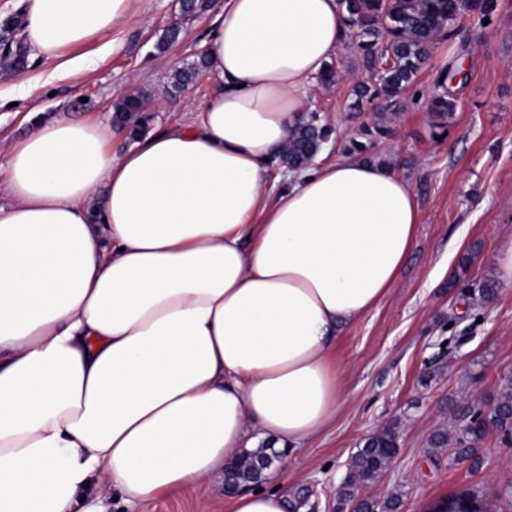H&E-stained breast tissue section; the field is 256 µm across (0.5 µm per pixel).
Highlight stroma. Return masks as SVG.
<instances>
[{"mask_svg": "<svg viewBox=\"0 0 512 512\" xmlns=\"http://www.w3.org/2000/svg\"><path fill=\"white\" fill-rule=\"evenodd\" d=\"M215 14H180L178 0H144L115 32L118 50L104 54L78 78L58 74L55 65L31 58L28 69L0 70V166L6 148L23 139L27 113L94 119L108 124L113 106L141 94L152 116L151 131L198 110L211 91L208 75L190 88L173 91L175 69L195 62L205 50L204 35ZM179 22L180 39L165 49L156 43ZM335 59L342 79L311 87L316 112L334 133L329 159L361 136L364 123L384 122L387 138L370 152L411 185L420 222L411 253L380 301L337 337L333 360L346 401L335 419L285 467H274L259 482L282 489L305 512H353L357 500L396 495L400 512H430L437 502L464 491L475 493L487 512H512V440L490 430L474 450L456 440L433 448L441 428L459 429L448 410L462 401L489 408L512 384V282H499L486 304L464 305L453 276L493 278L488 263L495 238L512 233V0H501L487 28H473L467 43H440L395 114L352 112L353 81L365 80L359 55L345 45ZM461 70L458 107L444 124L427 112L422 98L448 63ZM477 256L469 266L461 259ZM434 372L425 380L426 372ZM392 426L399 448L390 468L376 481L345 495L343 486L358 444ZM224 512V482L210 481L136 506L111 500L110 512Z\"/></svg>", "mask_w": 512, "mask_h": 512, "instance_id": "stroma-1", "label": "stroma"}]
</instances>
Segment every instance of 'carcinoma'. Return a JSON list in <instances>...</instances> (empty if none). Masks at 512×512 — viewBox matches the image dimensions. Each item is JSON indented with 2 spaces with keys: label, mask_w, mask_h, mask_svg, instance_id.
Here are the masks:
<instances>
[{
  "label": "carcinoma",
  "mask_w": 512,
  "mask_h": 512,
  "mask_svg": "<svg viewBox=\"0 0 512 512\" xmlns=\"http://www.w3.org/2000/svg\"><path fill=\"white\" fill-rule=\"evenodd\" d=\"M345 13L346 40L351 42L362 58L364 67L373 73L370 82L359 81L352 88L353 108L384 105L388 112L400 107L404 92L413 84L417 75L432 57L437 44L453 42L463 36V24L469 21L479 27L486 26L484 19H493L499 8V0H476L466 11H461L458 0H338ZM0 68L15 71L29 61L30 51L25 44L24 17L19 14L0 26ZM208 67L206 56H201L188 67L175 70L171 87L183 91L193 84ZM456 73L447 67L440 71L433 89L426 100L428 112L437 121L452 116L458 98L454 90ZM143 97L130 94L114 105L112 124L127 130L135 140L147 129L150 116L139 111ZM390 128L382 122L363 131L367 142L352 140L344 146L348 153L363 154L373 142L388 137ZM332 128L320 115L313 113L295 130L282 155L281 164L296 170L308 166L317 156L321 146L330 139ZM450 286L457 287L466 301L490 302L496 295V283L492 279L467 281L454 279ZM454 417L464 425L457 442L475 447L489 428L504 435L512 434V391L504 393L489 412L475 410L467 404L451 407ZM398 449V434L391 426L384 427L364 440L351 458L349 479L367 483L388 469ZM266 460L252 453L245 455L236 466L235 478L246 486L257 481L261 470L256 465ZM400 498L391 495L381 502L361 500L356 512H399Z\"/></svg>",
  "instance_id": "carcinoma-1"
}]
</instances>
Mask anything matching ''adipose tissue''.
I'll list each match as a JSON object with an SVG mask.
<instances>
[{
	"mask_svg": "<svg viewBox=\"0 0 512 512\" xmlns=\"http://www.w3.org/2000/svg\"><path fill=\"white\" fill-rule=\"evenodd\" d=\"M138 0H27L33 56L71 78ZM345 43L338 0H224L200 114L127 149L29 116L0 182V512H107L301 450L335 419L334 343L401 270L420 222L385 165L318 155L268 175ZM227 512H296L277 491Z\"/></svg>",
	"mask_w": 512,
	"mask_h": 512,
	"instance_id": "ef3b65f1",
	"label": "adipose tissue"
}]
</instances>
